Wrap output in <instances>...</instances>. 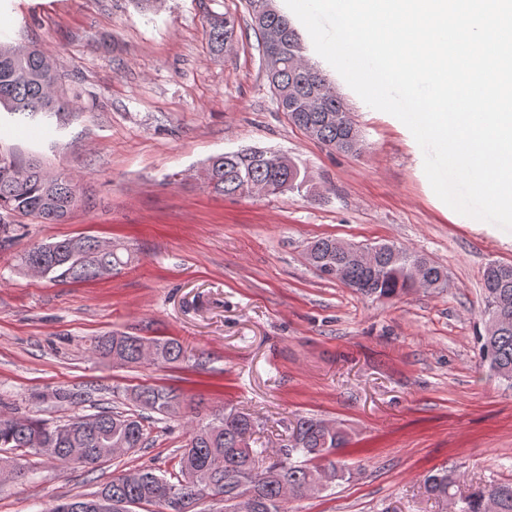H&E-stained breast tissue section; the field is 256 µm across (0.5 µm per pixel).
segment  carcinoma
Instances as JSON below:
<instances>
[{
    "mask_svg": "<svg viewBox=\"0 0 512 512\" xmlns=\"http://www.w3.org/2000/svg\"><path fill=\"white\" fill-rule=\"evenodd\" d=\"M253 26L261 40L262 58L276 56L275 68L265 70L278 109L308 137L332 150L357 153L363 145L346 100L311 63L298 28L271 0H247ZM238 19L229 14L206 16L209 47L220 53L237 39ZM0 106L21 119L39 116L61 121L74 109L61 95V75L45 51L0 41ZM201 178L213 193L233 199L259 194L314 193L307 174L287 156L260 148H244L211 156ZM87 203L81 183L66 171L51 172L40 162L26 163L0 153V246L22 236L16 216L42 224H64ZM361 246L321 238L307 247V261L319 276L360 294L393 298L414 290L415 270H423L428 288H444L448 272L407 246L385 242L373 246L376 256L358 260ZM131 263L130 249L91 236L67 237L50 243L32 242L17 255V267L61 282L84 283L120 271ZM484 310L478 333L482 365L512 385V264L490 265L483 278ZM91 352L112 364L176 365L186 351L176 339L112 333L94 341ZM126 400L135 411L104 408L93 414L73 413L49 424L35 418L0 413V448L31 449L61 469L100 461V449L125 454L144 448L152 415L182 416L181 394L171 387L141 385ZM258 425L251 414L222 408L205 418L187 419L184 449L178 470L166 478L152 468L135 470L130 481L120 474L90 496L58 498L45 512H98L96 499L105 494L115 503L148 506L153 512H182L211 494L224 495L242 505V512H289L288 505L308 496L318 485L348 483L360 470L340 459L352 443L344 424L299 415L290 426L288 441L273 454L257 448ZM457 474L437 470L424 479L425 492L450 505V512H512V482L479 487L456 497Z\"/></svg>",
    "mask_w": 512,
    "mask_h": 512,
    "instance_id": "1",
    "label": "carcinoma"
}]
</instances>
